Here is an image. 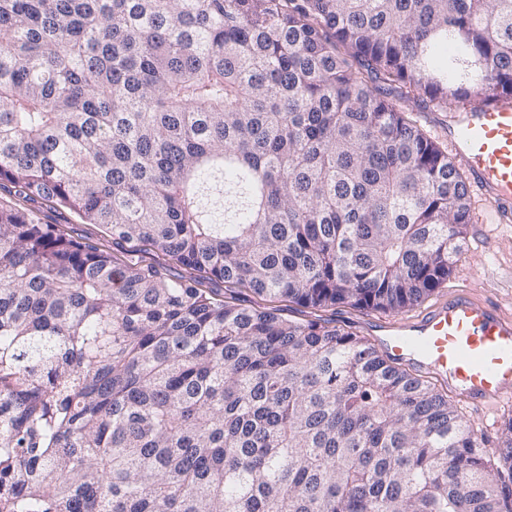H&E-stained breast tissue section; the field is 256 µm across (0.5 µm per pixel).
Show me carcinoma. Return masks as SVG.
Listing matches in <instances>:
<instances>
[{
  "label": "carcinoma",
  "mask_w": 512,
  "mask_h": 512,
  "mask_svg": "<svg viewBox=\"0 0 512 512\" xmlns=\"http://www.w3.org/2000/svg\"><path fill=\"white\" fill-rule=\"evenodd\" d=\"M505 100L512 0H0V186L124 257L0 204V512H512V420L496 477L434 385L280 308L431 297L471 202L404 103ZM36 215L43 224H55L68 236L80 242L97 246L117 253L113 249L112 239L104 230L94 224H85L77 215L51 201L36 204Z\"/></svg>",
  "instance_id": "cac0c4a2"
}]
</instances>
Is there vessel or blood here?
Returning <instances> with one entry per match:
<instances>
[{
  "mask_svg": "<svg viewBox=\"0 0 512 512\" xmlns=\"http://www.w3.org/2000/svg\"><path fill=\"white\" fill-rule=\"evenodd\" d=\"M448 146L490 224H512V103L448 115ZM379 351L447 380L468 404L512 400V316L466 291L441 297L417 318L380 327Z\"/></svg>",
  "mask_w": 512,
  "mask_h": 512,
  "instance_id": "obj_1",
  "label": "vessel or blood"
}]
</instances>
